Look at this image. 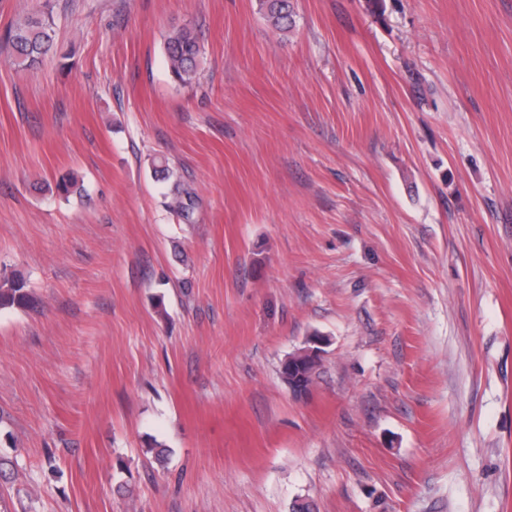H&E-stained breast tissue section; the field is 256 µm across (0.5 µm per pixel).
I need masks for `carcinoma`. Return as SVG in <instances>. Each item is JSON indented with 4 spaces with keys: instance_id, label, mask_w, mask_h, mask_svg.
<instances>
[{
    "instance_id": "carcinoma-1",
    "label": "carcinoma",
    "mask_w": 512,
    "mask_h": 512,
    "mask_svg": "<svg viewBox=\"0 0 512 512\" xmlns=\"http://www.w3.org/2000/svg\"><path fill=\"white\" fill-rule=\"evenodd\" d=\"M261 6L272 25L284 31L294 23L293 0H260ZM55 20L49 4L25 15L8 32L7 43L13 65L27 70L40 65L54 46ZM169 73L173 81L181 86L191 84L201 67V46L196 31L185 24L165 41ZM56 192L68 197L81 194L82 186L76 177L61 178L55 185ZM194 206V196L187 190H176L172 207L183 217H189ZM36 304V298L27 288V281L20 274H11L0 279V309H28Z\"/></svg>"
}]
</instances>
